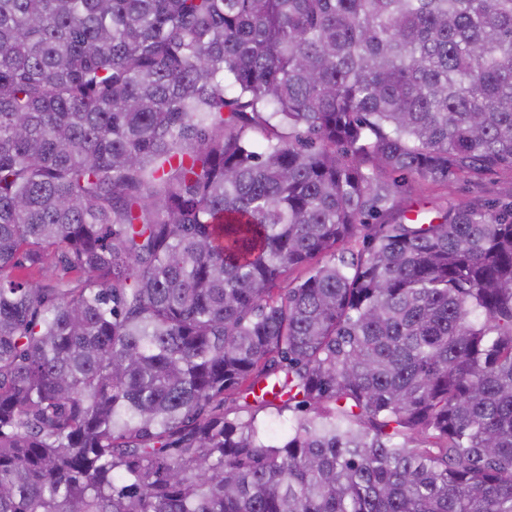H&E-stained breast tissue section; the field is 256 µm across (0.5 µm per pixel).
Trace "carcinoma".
Here are the masks:
<instances>
[{
    "label": "carcinoma",
    "instance_id": "cac0c4a2",
    "mask_svg": "<svg viewBox=\"0 0 512 512\" xmlns=\"http://www.w3.org/2000/svg\"><path fill=\"white\" fill-rule=\"evenodd\" d=\"M497 171L512 0H0V512H512ZM411 188L407 195L412 200H433L438 197H448V200L457 204H469L478 198H495L502 195H511L512 174L508 171H499L486 174L479 181L466 182L462 179L448 181L447 187H436L419 180L408 179Z\"/></svg>",
    "mask_w": 512,
    "mask_h": 512
}]
</instances>
